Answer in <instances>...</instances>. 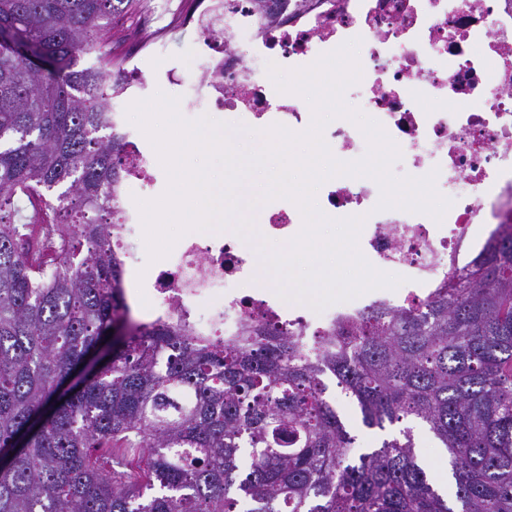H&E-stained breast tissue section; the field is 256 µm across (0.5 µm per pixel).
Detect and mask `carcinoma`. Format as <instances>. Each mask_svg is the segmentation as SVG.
Instances as JSON below:
<instances>
[{
    "instance_id": "obj_1",
    "label": "carcinoma",
    "mask_w": 512,
    "mask_h": 512,
    "mask_svg": "<svg viewBox=\"0 0 512 512\" xmlns=\"http://www.w3.org/2000/svg\"><path fill=\"white\" fill-rule=\"evenodd\" d=\"M223 3L278 20L268 0ZM144 4L0 0V512H512V224L421 303L369 308L314 356L271 322L222 344L130 325L110 32ZM198 36L231 46L220 26ZM328 378L399 435L353 456ZM415 421L448 452L458 511ZM411 426L413 427L414 434L416 437L417 453L419 457H421L422 460L427 465V475L433 482L431 476V467L428 464V459L436 461L437 458L442 455L444 458L446 456V449L441 448V445L438 443V441L434 438V436L428 431L426 427L421 426L419 424H412ZM436 454H439V456L436 457Z\"/></svg>"
}]
</instances>
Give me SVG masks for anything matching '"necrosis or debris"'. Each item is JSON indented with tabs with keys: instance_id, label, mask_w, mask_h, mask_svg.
I'll use <instances>...</instances> for the list:
<instances>
[{
	"instance_id": "4bbe7bcc",
	"label": "necrosis or debris",
	"mask_w": 512,
	"mask_h": 512,
	"mask_svg": "<svg viewBox=\"0 0 512 512\" xmlns=\"http://www.w3.org/2000/svg\"><path fill=\"white\" fill-rule=\"evenodd\" d=\"M226 22L232 50L207 45L194 72L165 70L169 83L189 93L182 110L202 103L248 117L257 129L277 123L305 131L311 111L301 96L277 92L266 60L276 56L295 69L359 40L362 77L345 90V100L381 124L399 147L394 176L434 175L436 190L451 205L438 222L421 212L379 208L381 188L372 178L327 184L323 213L364 217L361 254L403 282L320 312L258 284L244 288L253 260L236 241L186 237L147 272L153 321L179 319L194 337L224 341L249 318L288 325L309 342L355 322L367 308L409 307L465 266L480 244L475 226L490 235L512 223V0H311L308 10L285 11L265 32L245 13ZM323 136L329 149L346 157L367 152L365 136L347 119L325 127ZM122 169L112 243L132 260L146 249L135 201L148 198L156 172L139 135H130Z\"/></svg>"
}]
</instances>
